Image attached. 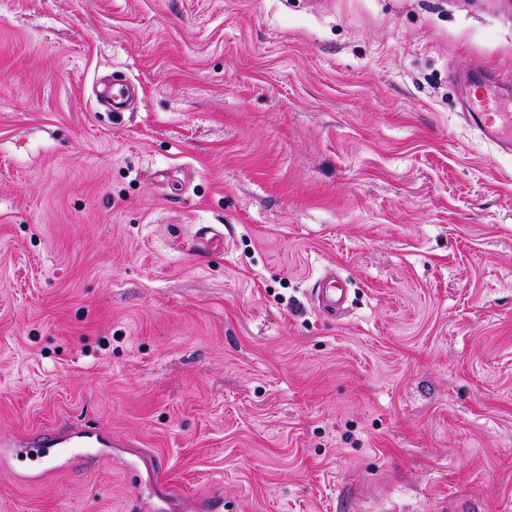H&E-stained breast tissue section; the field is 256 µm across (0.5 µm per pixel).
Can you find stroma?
Segmentation results:
<instances>
[{
    "instance_id": "1",
    "label": "stroma",
    "mask_w": 512,
    "mask_h": 512,
    "mask_svg": "<svg viewBox=\"0 0 512 512\" xmlns=\"http://www.w3.org/2000/svg\"><path fill=\"white\" fill-rule=\"evenodd\" d=\"M512 0H0V512H512ZM139 84L134 112L93 87ZM350 282L329 319L312 289ZM505 97L497 80L474 75L467 93L466 119L486 141L511 152L512 102L506 106ZM119 448L112 434L100 427H72L60 424L56 428L16 436L8 442L0 439V457L3 463L29 461L33 478L52 474L71 466L75 461L98 456L96 448ZM137 460L130 462L129 467L131 470L144 469L146 473L151 476L154 481V495L159 498H164L170 494V488L168 485L159 480L158 475L155 471L154 460L147 452H138L135 454Z\"/></svg>"
}]
</instances>
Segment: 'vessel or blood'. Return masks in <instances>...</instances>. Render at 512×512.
Listing matches in <instances>:
<instances>
[{"instance_id":"vessel-or-blood-1","label":"vessel or blood","mask_w":512,"mask_h":512,"mask_svg":"<svg viewBox=\"0 0 512 512\" xmlns=\"http://www.w3.org/2000/svg\"><path fill=\"white\" fill-rule=\"evenodd\" d=\"M113 110L136 107L139 92L128 83L110 88L103 97ZM468 124L488 142L504 151L512 150V105L497 80L474 76L467 93ZM344 280L329 270L318 280L314 297L319 308L330 315L340 311L347 300ZM111 434L99 427H73L67 424L41 432L17 436L0 444V457L31 464L33 477L52 474L75 461L96 455L98 449L115 446Z\"/></svg>"}]
</instances>
